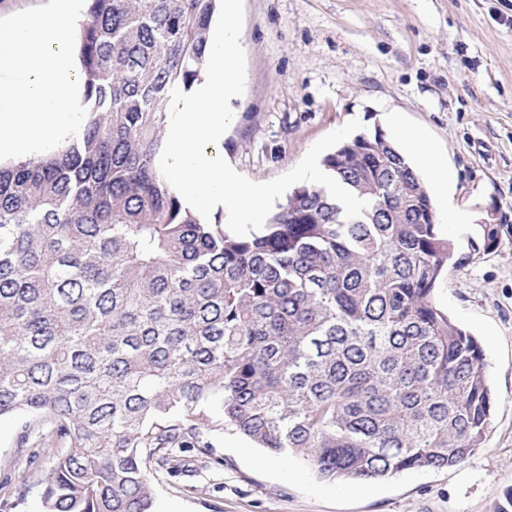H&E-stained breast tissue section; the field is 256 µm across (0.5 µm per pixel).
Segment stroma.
<instances>
[{"label":"stroma","mask_w":512,"mask_h":512,"mask_svg":"<svg viewBox=\"0 0 512 512\" xmlns=\"http://www.w3.org/2000/svg\"><path fill=\"white\" fill-rule=\"evenodd\" d=\"M241 45L246 88L221 149L252 181L355 118L394 142L403 129L428 137L448 178L430 196L456 246L434 301L482 344L496 406L465 462L368 485L321 478L228 427L151 474L153 512H512V0H244ZM451 211L468 223L448 225ZM45 430L0 417V512H44L42 482L67 447L41 443Z\"/></svg>","instance_id":"1"}]
</instances>
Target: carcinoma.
<instances>
[{"instance_id": "1", "label": "carcinoma", "mask_w": 512, "mask_h": 512, "mask_svg": "<svg viewBox=\"0 0 512 512\" xmlns=\"http://www.w3.org/2000/svg\"><path fill=\"white\" fill-rule=\"evenodd\" d=\"M86 118L0 166V416L69 442L46 512H152L149 470L203 448L217 412L274 454L361 483L464 462L494 393L478 340L433 300L454 243L388 139L323 166L369 202L301 186L232 236L163 178L173 88L200 80L218 0H88Z\"/></svg>"}]
</instances>
